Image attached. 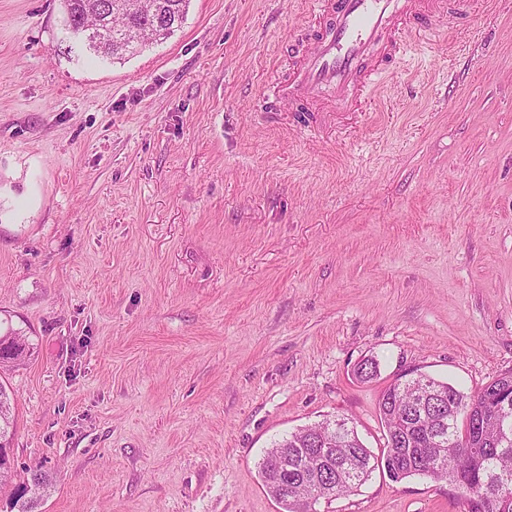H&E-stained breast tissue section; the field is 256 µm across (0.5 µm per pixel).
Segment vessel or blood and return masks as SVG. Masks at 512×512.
<instances>
[{
  "label": "vessel or blood",
  "mask_w": 512,
  "mask_h": 512,
  "mask_svg": "<svg viewBox=\"0 0 512 512\" xmlns=\"http://www.w3.org/2000/svg\"><path fill=\"white\" fill-rule=\"evenodd\" d=\"M443 0H312L323 29L278 97L307 106L328 93L340 112L359 111L382 76L381 65L400 49L399 32L425 40L437 29Z\"/></svg>",
  "instance_id": "b4317fda"
}]
</instances>
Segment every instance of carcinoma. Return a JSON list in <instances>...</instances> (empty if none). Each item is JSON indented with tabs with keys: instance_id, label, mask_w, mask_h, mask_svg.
Listing matches in <instances>:
<instances>
[{
	"instance_id": "carcinoma-1",
	"label": "carcinoma",
	"mask_w": 512,
	"mask_h": 512,
	"mask_svg": "<svg viewBox=\"0 0 512 512\" xmlns=\"http://www.w3.org/2000/svg\"><path fill=\"white\" fill-rule=\"evenodd\" d=\"M190 0H61V31L69 50L81 46L98 57L124 60L146 47L171 37L186 19ZM36 344L21 329L11 325L0 332V363L23 364ZM372 358L357 364L354 376L361 382L377 377ZM419 374L397 379L381 394L378 413L386 431L387 444L373 454L344 418L327 419L305 426L274 443L259 463L263 487L278 503L281 512H320L340 496L358 492L371 474L381 469L395 482L410 477L446 480L458 490L463 512H512V503L493 502L499 485L512 484V449L502 450L493 431L468 439L466 447L484 450V459L469 478L457 480L464 448L452 444L454 431L463 419L491 414L493 399L501 391L512 392V371L505 373L474 394L426 377L422 386L442 391L448 405L431 402L411 416L405 408L419 390ZM16 428L13 398L0 401V431L5 447Z\"/></svg>"
}]
</instances>
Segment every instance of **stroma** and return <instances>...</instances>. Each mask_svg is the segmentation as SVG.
<instances>
[{"label":"stroma","instance_id":"obj_1","mask_svg":"<svg viewBox=\"0 0 512 512\" xmlns=\"http://www.w3.org/2000/svg\"><path fill=\"white\" fill-rule=\"evenodd\" d=\"M365 111L270 101L308 0H191L110 63L60 0H0V370L38 512H280L258 464L341 416L380 452L382 390L512 370V0H447ZM379 364L360 383L354 367ZM374 472L329 512H461ZM5 323L4 332H0V363L6 367L21 365L34 354L37 344L24 330Z\"/></svg>","mask_w":512,"mask_h":512}]
</instances>
